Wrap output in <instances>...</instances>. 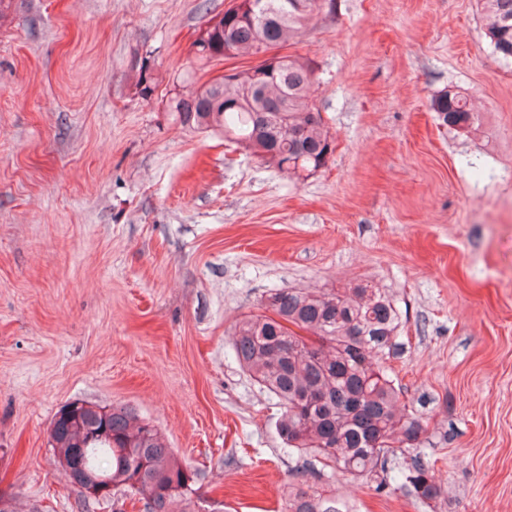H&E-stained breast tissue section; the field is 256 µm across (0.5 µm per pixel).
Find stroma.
I'll return each instance as SVG.
<instances>
[{
    "label": "stroma",
    "mask_w": 512,
    "mask_h": 512,
    "mask_svg": "<svg viewBox=\"0 0 512 512\" xmlns=\"http://www.w3.org/2000/svg\"><path fill=\"white\" fill-rule=\"evenodd\" d=\"M233 2L0 0V494L81 512L49 430L83 400L155 425L224 512H279L299 458L232 327L274 290L368 280L401 312L400 401L428 421L399 463L433 462L444 498L342 475L337 494L512 512V63L477 0H320L282 52L335 151L299 179L166 109L252 64L189 53ZM450 88L471 131L430 109Z\"/></svg>",
    "instance_id": "35a3bbf8"
}]
</instances>
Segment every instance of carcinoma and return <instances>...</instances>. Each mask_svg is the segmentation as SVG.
Returning <instances> with one entry per match:
<instances>
[{
	"label": "carcinoma",
	"instance_id": "1",
	"mask_svg": "<svg viewBox=\"0 0 512 512\" xmlns=\"http://www.w3.org/2000/svg\"><path fill=\"white\" fill-rule=\"evenodd\" d=\"M493 52L512 60V0H479ZM318 0H241L238 12L207 20L191 44L199 61L254 55L297 38ZM312 72L288 59L269 73L248 68L229 80L203 84L168 99L167 109L185 126L247 142L263 162L289 175L326 167L333 138L307 102ZM444 125L469 130L475 117L469 95L448 89L430 104ZM270 314L247 315L234 328L233 349L245 371L282 408L278 433L303 459L282 498L281 512H351L336 491L310 480L341 472L377 493L400 489L431 508L443 496L429 465L414 460L396 470L394 457L415 448L425 432L422 417L396 409L400 388L386 360L401 314L394 300L368 281L325 293L283 288L268 297ZM109 439L85 451V468L112 482L139 512H216L198 494L203 474L184 466L158 430L133 424L134 412L113 405L104 413ZM58 447L69 455L83 429L53 421Z\"/></svg>",
	"mask_w": 512,
	"mask_h": 512
}]
</instances>
